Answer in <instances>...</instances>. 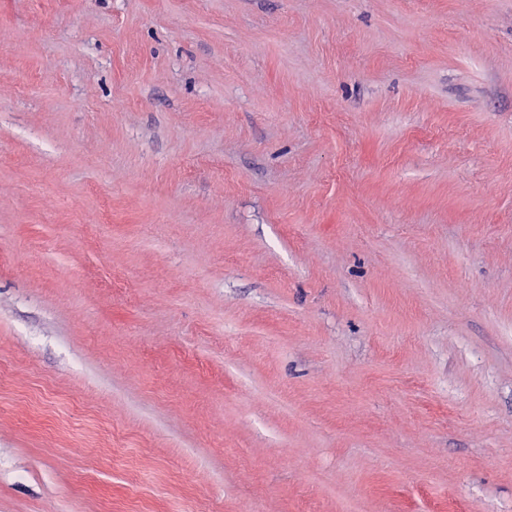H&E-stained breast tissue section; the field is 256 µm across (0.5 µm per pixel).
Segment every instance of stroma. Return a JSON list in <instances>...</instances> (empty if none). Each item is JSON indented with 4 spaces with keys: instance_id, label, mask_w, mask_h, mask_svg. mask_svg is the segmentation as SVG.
<instances>
[{
    "instance_id": "35a3bbf8",
    "label": "stroma",
    "mask_w": 512,
    "mask_h": 512,
    "mask_svg": "<svg viewBox=\"0 0 512 512\" xmlns=\"http://www.w3.org/2000/svg\"><path fill=\"white\" fill-rule=\"evenodd\" d=\"M0 512H512V0H0Z\"/></svg>"
}]
</instances>
